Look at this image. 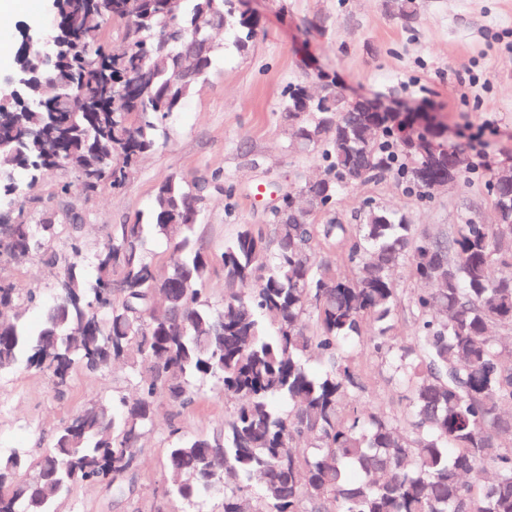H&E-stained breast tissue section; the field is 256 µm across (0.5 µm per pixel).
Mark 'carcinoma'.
Returning a JSON list of instances; mask_svg holds the SVG:
<instances>
[{"mask_svg":"<svg viewBox=\"0 0 512 512\" xmlns=\"http://www.w3.org/2000/svg\"><path fill=\"white\" fill-rule=\"evenodd\" d=\"M108 22L124 27L123 50L107 48L92 21L96 0H58L59 68L35 80L56 82L43 98L28 92L12 108L14 127L0 130V172L17 192L56 161L75 170L85 192L124 187L142 158L160 143L166 120L211 68L209 23L237 32L248 48L257 23L237 0H111ZM175 29L179 41L159 36ZM303 86L288 89L284 112L297 140L327 162L325 179L306 187L316 205L332 208L352 168L366 179L391 177L423 193L420 171L446 174L454 150L411 125L339 102L330 112H294ZM37 127L44 136L24 135ZM102 160L98 174L84 165ZM468 162L452 173L466 178ZM495 223L471 218L447 236L419 234L407 216L381 206L358 224H323L318 213L287 224L285 195L271 211L273 244L242 224L218 257L196 244L194 228L210 187L172 177L156 190L147 221L118 224L94 255L95 282H86L84 243L70 234L68 252L49 244L82 223L20 221L0 234V261L29 244L57 269L55 303L40 327L12 314L0 327V372L21 363L41 370L61 389L80 370L99 373L123 359L140 390L134 401L94 402L54 431L51 447L27 461L0 456V512H57L75 483H106L126 492V478L165 398L185 407L201 386L217 382L232 404L224 425L175 437L166 456L167 494L192 504L217 489L224 473L223 512H512V358L503 357L490 329L512 327V174L487 182ZM151 237L172 250L161 268L147 260ZM350 243L344 273L316 260L318 245ZM224 269V304L216 308L201 285L214 261ZM403 262L433 285L414 301L416 336H391L399 298L391 271ZM21 298L0 277V311ZM367 342L389 356L391 377L405 391L397 414L344 408L359 387L347 342ZM316 356L323 370L312 371ZM286 402L289 410L277 406ZM27 464L31 479L13 481ZM477 469L493 472L478 488L461 482Z\"/></svg>","mask_w":512,"mask_h":512,"instance_id":"1","label":"carcinoma"}]
</instances>
